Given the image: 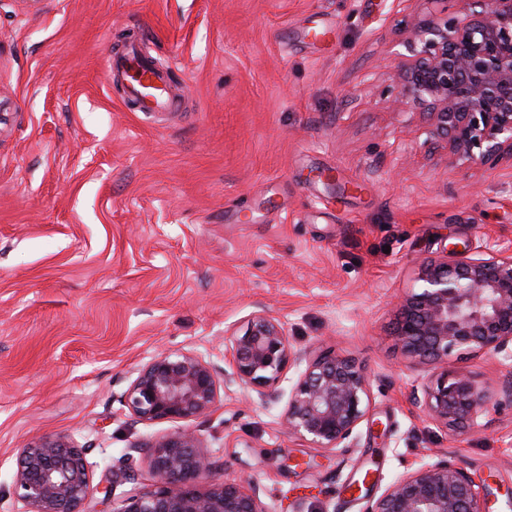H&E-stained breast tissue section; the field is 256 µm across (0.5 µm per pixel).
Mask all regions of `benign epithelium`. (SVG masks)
I'll use <instances>...</instances> for the list:
<instances>
[{
  "mask_svg": "<svg viewBox=\"0 0 512 512\" xmlns=\"http://www.w3.org/2000/svg\"><path fill=\"white\" fill-rule=\"evenodd\" d=\"M406 37L392 51L397 64L390 104L421 113L427 138L442 143L457 165L512 156V0H462L461 18L445 0H423ZM417 285L397 304L392 335L410 363L433 369L414 401L435 424L453 432L475 426L486 393L463 370L448 369L457 351L512 360V250L480 258L458 250L422 262ZM224 373L263 402L280 399L285 372L300 368L288 392V434L315 448L338 449L364 421L371 398L365 372L350 357L310 356L289 340L282 323L261 310L224 345ZM212 363L193 350L159 354L134 372L121 403L142 423L190 422L221 401ZM149 460L152 488L122 499L115 485L135 479L133 454ZM213 463L189 429L133 444L120 465L93 485L85 448L67 435L42 436L20 446L14 494L18 512H85L95 493L112 512H266L256 489L240 478L203 491ZM363 512H489L486 494L451 457L414 464L378 495L365 494Z\"/></svg>",
  "mask_w": 512,
  "mask_h": 512,
  "instance_id": "obj_1",
  "label": "benign epithelium"
}]
</instances>
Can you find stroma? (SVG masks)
Wrapping results in <instances>:
<instances>
[{"label":"stroma","mask_w":512,"mask_h":512,"mask_svg":"<svg viewBox=\"0 0 512 512\" xmlns=\"http://www.w3.org/2000/svg\"><path fill=\"white\" fill-rule=\"evenodd\" d=\"M421 0H0V512H17L19 445L65 434L94 481L137 440L120 403L134 370L224 344L256 311L308 353L352 357L371 418L346 449L281 424L283 403L231 384L193 421L215 480L247 478L266 512H362L450 456L512 512V365L448 366L488 395L477 425L438 427L411 398L429 377L392 335L422 260L512 247V158L469 168L391 107L397 42ZM333 30L315 45L313 27ZM167 70L177 112H139L105 71L126 34Z\"/></svg>","instance_id":"35a3bbf8"}]
</instances>
